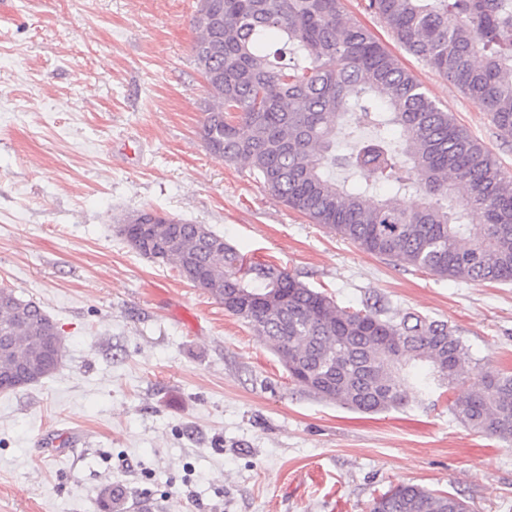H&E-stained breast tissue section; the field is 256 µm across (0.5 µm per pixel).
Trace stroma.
I'll use <instances>...</instances> for the list:
<instances>
[{"label": "stroma", "instance_id": "1", "mask_svg": "<svg viewBox=\"0 0 512 512\" xmlns=\"http://www.w3.org/2000/svg\"><path fill=\"white\" fill-rule=\"evenodd\" d=\"M512 174V139L343 0ZM198 0H0V287L64 339L60 367L0 392V512H369L399 484L512 512V443L408 389L360 413L291 381L242 320L120 234L144 208L205 225L342 307L456 329L477 374L512 370V283L440 280L310 223L211 154L192 55Z\"/></svg>", "mask_w": 512, "mask_h": 512}]
</instances>
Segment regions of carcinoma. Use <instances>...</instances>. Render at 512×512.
I'll list each match as a JSON object with an SVG mask.
<instances>
[{"mask_svg": "<svg viewBox=\"0 0 512 512\" xmlns=\"http://www.w3.org/2000/svg\"><path fill=\"white\" fill-rule=\"evenodd\" d=\"M363 9L512 138V0H366ZM199 11L215 18L197 24L192 46L213 98L200 131L210 153L248 166L288 208L369 254L441 280L512 282V175L342 0H199ZM344 122L353 145L339 155ZM379 189L420 201L404 211ZM135 216L149 229L120 234L136 252L221 300L295 383L326 401L385 412L410 382L450 386L471 370L469 345L443 321L341 308L272 262L243 264L202 224L152 208ZM58 333L38 304L0 287V391L51 376ZM451 411L512 442V372L481 378ZM369 512L470 508L401 484Z\"/></svg>", "mask_w": 512, "mask_h": 512, "instance_id": "carcinoma-1", "label": "carcinoma"}]
</instances>
